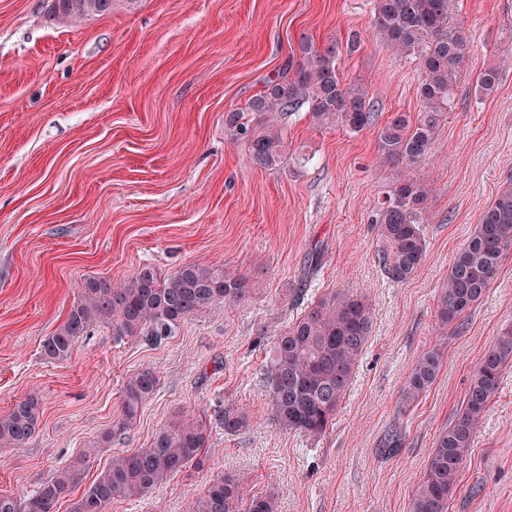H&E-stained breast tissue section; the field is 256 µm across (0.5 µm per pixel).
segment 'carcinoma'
Wrapping results in <instances>:
<instances>
[{
	"mask_svg": "<svg viewBox=\"0 0 512 512\" xmlns=\"http://www.w3.org/2000/svg\"><path fill=\"white\" fill-rule=\"evenodd\" d=\"M53 19L80 20L112 11V0H52ZM374 24L395 53L419 59L417 94L422 110L413 117L396 112L379 131V162L397 170L390 189L373 211L382 247L378 263L397 282L411 277L427 252L423 218L430 190L409 174L435 139L441 114L453 101L457 69L464 58L468 36L451 25L448 0H376ZM288 72L268 80L263 91L243 108L224 113V132L233 143L245 145L250 161L274 170L283 159L281 122L308 106L318 127H341L358 133L376 120L375 105L360 87L340 79L341 50L336 44L323 49L309 41ZM499 82V68L489 65L476 79L483 96ZM512 252V177L482 212L479 224L448 267L438 299L439 331L462 326L460 318L482 300L496 277L503 258ZM255 288L239 274L194 265L162 274L144 265L129 280L115 284L105 278L85 280L66 320L41 344L50 360L67 359L79 338L106 325L120 339L156 344L173 335L192 314L218 304L247 306ZM371 328L369 303L357 296L322 299L280 334L260 372L268 389L272 420L280 427L305 434L324 432L336 416L354 370L366 347ZM443 362L434 347L417 359L403 387L401 400L417 401L437 377ZM512 366V325L503 329L495 344L473 372L467 394L454 422L436 437L426 473L412 494L410 512H448V499L457 491L470 456L475 425L495 393L501 373ZM156 371L145 369L123 387V413L102 441L122 435L155 392ZM41 420V398L35 393L0 414V447L18 449L36 433ZM218 424L234 434L249 425L247 414L225 409ZM207 447L205 424L178 420L169 423L149 447L112 457L92 483L74 499L70 512H107L114 499L142 497L170 477L201 463ZM77 473L64 468L40 482L26 496H0V512H54L70 496ZM188 512H277L270 495L241 496L238 482L216 478L204 494L191 502Z\"/></svg>",
	"mask_w": 512,
	"mask_h": 512,
	"instance_id": "cac0c4a2",
	"label": "carcinoma"
}]
</instances>
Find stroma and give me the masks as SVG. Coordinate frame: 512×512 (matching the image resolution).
<instances>
[{
    "mask_svg": "<svg viewBox=\"0 0 512 512\" xmlns=\"http://www.w3.org/2000/svg\"><path fill=\"white\" fill-rule=\"evenodd\" d=\"M50 5L0 0V412L30 392L42 398L37 433L0 449V495L30 494L70 465L81 494L113 456L200 419L203 468L108 512H186L218 476L238 480L243 497L274 495L277 512H410L437 434L512 324L511 253L462 328L435 334L448 266L512 174V0H448L469 43L432 149L411 168L430 189L428 248L402 282L379 266L368 219L395 177L378 162L379 129L392 113L421 110L418 60L379 39L374 0H114L110 14L76 24L56 23ZM354 31L361 45L345 52ZM304 39L342 47L340 76L368 92L375 124L320 128L300 110L283 123L280 167L257 168L226 138L224 114L298 59ZM495 63L497 89L477 96V74ZM146 264L165 274L221 267L257 292L248 307L189 316L156 346L96 327L67 360L43 357L84 279L120 283ZM338 292L369 301L368 342L332 425L319 436L286 431L269 419L260 372L276 337ZM437 344L438 376L402 406L416 360ZM145 369L158 375L156 392L101 444L126 380ZM221 407L248 413L250 426L225 434ZM391 432L392 451L382 446ZM448 512H512V367L474 428Z\"/></svg>",
    "mask_w": 512,
    "mask_h": 512,
    "instance_id": "obj_1",
    "label": "stroma"
}]
</instances>
